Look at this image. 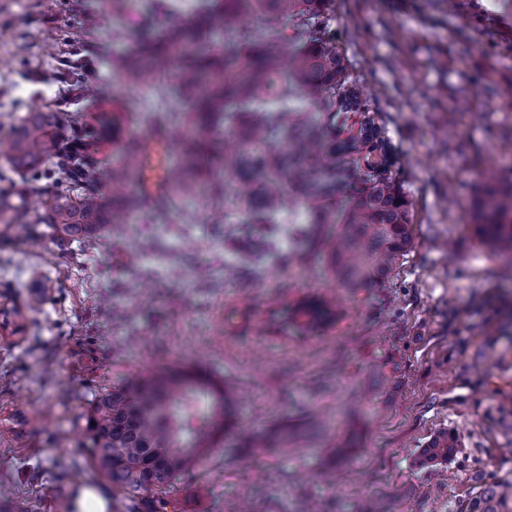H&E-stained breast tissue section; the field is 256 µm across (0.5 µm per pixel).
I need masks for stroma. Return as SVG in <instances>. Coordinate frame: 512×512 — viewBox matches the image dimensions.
I'll list each match as a JSON object with an SVG mask.
<instances>
[{
  "label": "stroma",
  "mask_w": 512,
  "mask_h": 512,
  "mask_svg": "<svg viewBox=\"0 0 512 512\" xmlns=\"http://www.w3.org/2000/svg\"><path fill=\"white\" fill-rule=\"evenodd\" d=\"M150 0L127 19L105 0H0V139L27 112L83 119L103 102L131 109L112 68ZM331 33L377 111L392 174L412 202V242L387 287L350 291L324 271L326 246L303 237L306 206L285 208L272 259L239 268L210 201L192 218L149 210L123 235L56 238L49 225L0 235V512H58L92 489L106 512H149L152 495L111 487L81 445L98 393L169 365L237 393L239 428L269 435L244 452L226 438L166 494L168 512H465L483 483L512 480V281L471 214L487 168L512 173V0H334ZM79 61L91 95L61 78ZM335 299L320 333L268 330L306 296ZM455 451L425 466L439 434ZM337 446L336 455L327 447ZM335 469L336 481L319 479Z\"/></svg>",
  "instance_id": "1"
}]
</instances>
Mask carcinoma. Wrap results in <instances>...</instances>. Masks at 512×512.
<instances>
[{"label":"carcinoma","instance_id":"carcinoma-1","mask_svg":"<svg viewBox=\"0 0 512 512\" xmlns=\"http://www.w3.org/2000/svg\"><path fill=\"white\" fill-rule=\"evenodd\" d=\"M194 22L159 28L146 21L127 34L130 47L114 64L130 89L152 87L166 74L178 86L175 103L159 96L141 113L143 137H123L122 110L100 106L91 122L61 130L65 112H29L0 141L10 169L38 177L52 164L60 189L30 209L29 181L0 189L3 232L24 224H49L61 237L79 239L100 231L123 234L131 212L151 207L136 189L141 170L119 162L112 186L122 197L107 202L100 168L90 149L96 129L129 157L144 155L167 125H181L170 150L180 170L164 187L162 201L209 198L211 218L225 223L226 178L242 190L232 204L244 224L276 232L289 195L309 205L308 223L336 225L328 271L344 288H380L411 244L412 204L390 174L389 156L374 108L351 79L348 59L330 34L332 0H219ZM260 18L243 26L241 16ZM294 34L288 35V25ZM360 120L350 122L352 116ZM475 233L493 251L512 254V179L488 174L473 214ZM292 314L304 333L332 325L336 304L324 297L297 302ZM232 388L180 368L129 377L96 396L81 415L83 445L98 471L128 493L165 491L208 452L216 439L234 435ZM454 443L446 434L423 450L425 461L446 460ZM466 512H512V482H490Z\"/></svg>","mask_w":512,"mask_h":512}]
</instances>
